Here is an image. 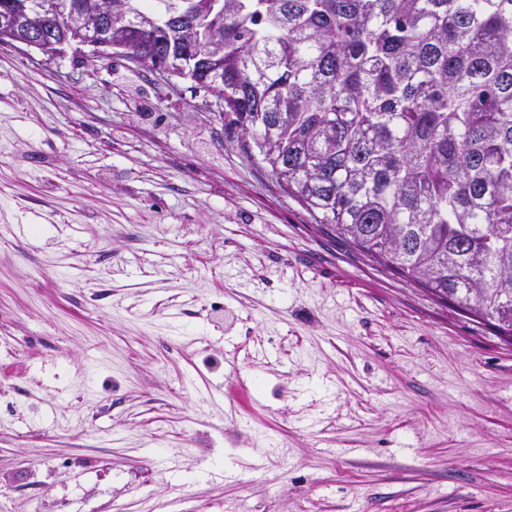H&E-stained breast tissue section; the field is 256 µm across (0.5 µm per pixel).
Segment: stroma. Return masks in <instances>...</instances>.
I'll return each instance as SVG.
<instances>
[{"instance_id":"stroma-1","label":"stroma","mask_w":512,"mask_h":512,"mask_svg":"<svg viewBox=\"0 0 512 512\" xmlns=\"http://www.w3.org/2000/svg\"><path fill=\"white\" fill-rule=\"evenodd\" d=\"M209 100L0 43V512H512V345Z\"/></svg>"}]
</instances>
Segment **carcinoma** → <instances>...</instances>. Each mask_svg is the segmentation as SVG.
Instances as JSON below:
<instances>
[{
    "instance_id": "carcinoma-1",
    "label": "carcinoma",
    "mask_w": 512,
    "mask_h": 512,
    "mask_svg": "<svg viewBox=\"0 0 512 512\" xmlns=\"http://www.w3.org/2000/svg\"><path fill=\"white\" fill-rule=\"evenodd\" d=\"M184 26L223 53L171 33L150 62L224 95L316 223L512 335V0H192Z\"/></svg>"
}]
</instances>
